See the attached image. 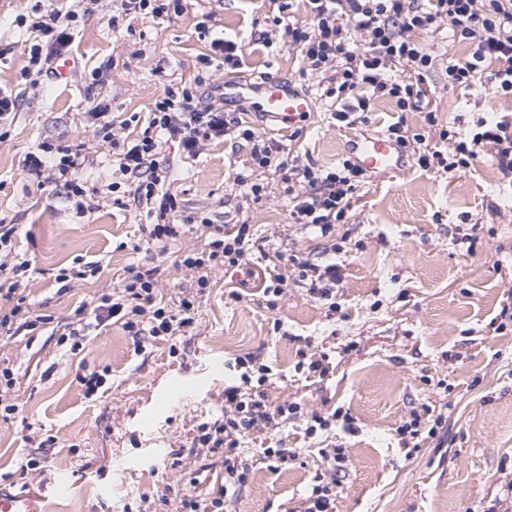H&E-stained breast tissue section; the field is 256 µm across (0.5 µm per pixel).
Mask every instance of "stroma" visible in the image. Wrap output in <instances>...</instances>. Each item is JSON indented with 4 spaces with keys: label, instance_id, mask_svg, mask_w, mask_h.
<instances>
[{
    "label": "stroma",
    "instance_id": "1",
    "mask_svg": "<svg viewBox=\"0 0 512 512\" xmlns=\"http://www.w3.org/2000/svg\"><path fill=\"white\" fill-rule=\"evenodd\" d=\"M78 15L71 53L79 68L67 82L37 76L28 48L36 43L30 22L47 14L48 0H7L0 9V85L13 89L19 106L0 128V218L17 225L16 248L33 271L19 282L32 311L50 323L0 341V356L13 364L18 411L0 420V489L29 491L67 484L50 496L51 512H179L166 488L200 493L219 486L218 458L176 459L198 424L220 414L224 387L237 380L236 357L257 354L270 368L271 401L301 400L305 412L343 408L352 431L337 430L346 450L335 488L336 512H505L512 507V331H493L500 312L512 308V184L489 157L456 174L425 171L406 161L401 170L376 173L358 190L347 223L338 225L342 251L324 250L308 229L289 223L288 198L279 176L268 179L261 202L242 204L233 180L249 167V153L227 141L209 143L190 164L173 145L156 156L165 186L187 212H206L214 223L252 224L256 244L247 265L217 269L212 286L198 292L194 277L171 261L199 246L197 230L166 247L150 243L145 207L132 184L112 170V144L133 141L165 89L204 74L222 85L221 63L204 67L213 38L229 35L248 44L244 77L269 73L308 86L315 110L291 139L288 126L225 103L263 137L291 154L336 166L348 154L354 129L334 124L317 84H304L298 51L277 35L272 49L251 44L275 8L271 0H189L182 15L130 14L113 25L116 0H75ZM211 14L208 34L196 24ZM436 66L426 83L441 121L473 123L491 114L512 122V100L481 90H452L445 69L464 58L451 32L428 37ZM107 105L113 141L92 114ZM85 145L92 162L83 172L96 194L82 201L65 188L22 167L38 144ZM472 244H463V235ZM296 249L315 261L336 263L343 281L338 312L289 287L277 310L266 309L259 275L267 255ZM96 261L100 272L59 293L54 277L76 260ZM133 265L159 266L164 296L197 299L196 323L176 344L128 335L120 325L96 330L79 355L58 344L55 322L69 317L95 293L108 292ZM241 294L229 298V291ZM327 353V377L297 370L300 350ZM106 371L98 394L85 396L80 365ZM442 415V442L403 447L397 429L410 411ZM303 419L276 431L252 434L240 450L249 472L231 490L224 512H302L314 477L324 470L319 439L304 435ZM295 448L281 467L266 460V447ZM41 468L23 473L31 457Z\"/></svg>",
    "mask_w": 512,
    "mask_h": 512
}]
</instances>
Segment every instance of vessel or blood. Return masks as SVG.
Wrapping results in <instances>:
<instances>
[{
  "instance_id": "b4317fda",
  "label": "vessel or blood",
  "mask_w": 512,
  "mask_h": 512,
  "mask_svg": "<svg viewBox=\"0 0 512 512\" xmlns=\"http://www.w3.org/2000/svg\"><path fill=\"white\" fill-rule=\"evenodd\" d=\"M224 97L229 101L248 104L253 111L286 125L300 121L314 108V101L309 95L294 89L288 82L270 76L248 83L225 78ZM351 153L362 167L374 173L397 170L401 160L400 147L386 134L354 140ZM0 512H49V509L44 494L0 491Z\"/></svg>"
}]
</instances>
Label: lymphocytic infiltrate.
Listing matches in <instances>:
<instances>
[{
  "label": "lymphocytic infiltrate",
  "mask_w": 512,
  "mask_h": 512,
  "mask_svg": "<svg viewBox=\"0 0 512 512\" xmlns=\"http://www.w3.org/2000/svg\"><path fill=\"white\" fill-rule=\"evenodd\" d=\"M275 25L283 27L288 44L299 51L302 76L319 79L326 97L335 99L331 117L343 127L367 125L378 100L388 99L399 111L421 112L429 126L438 128L440 147L425 148L423 134L405 131L403 122L388 131L401 147H413L414 158L422 169L436 166L454 173L469 168L481 156H490L502 177L512 180V125L506 121L482 118L470 128L441 125L434 111L425 104V81L434 69L436 57L422 41L423 36L449 29L458 41L470 47L468 56L448 65V85L477 88L482 77H489L493 94L512 98V0H304L309 21L292 20L291 0H274ZM74 11L51 10L48 17L32 24L47 39L46 45H33L29 63L38 75L50 73L53 57L67 54L74 40ZM203 76L182 92L166 91L156 101L147 126L127 149L116 154L122 174L136 178L134 196L148 204L152 219L149 237L157 243L180 238L186 223L201 227L203 246L184 250L173 261L175 268L196 273L197 286L211 285L212 270L238 267L255 245L250 225L225 226L214 223L204 213L185 216L176 194L161 191L166 180L153 165V157L163 141L177 144L183 159L199 156L205 142L242 139L251 145L255 170L284 173L288 193V220L310 228L317 239L339 251L336 227L345 223L352 199L369 175L352 159L334 168L292 165L282 156V147L256 135L252 126L229 116L223 106L204 100L200 89ZM88 163L80 149L68 146L37 145L23 159L29 174L63 181L70 197L87 193L82 171ZM17 227L0 224V335L14 336L35 331L48 323V316H32L15 286L25 277L31 263L16 253ZM158 267L134 266L118 288L93 296L89 305L75 309L60 334L61 342L72 353H80L93 330L109 321L119 322L132 336L147 335L171 341L184 335L195 322L193 298H164ZM342 276L337 264H318L298 250L278 251L264 268L262 297L267 309H277L288 285L305 288L315 299L326 301L336 310L334 290ZM241 373L237 382L224 388V408L212 421L199 424L191 441L192 449H204L222 458L224 482L216 497L203 502L198 493L180 498L181 512H224L229 490L246 480L239 463V449L256 431L276 429L288 420L305 417V435L324 436L336 426L351 429L353 419L342 409L304 414L301 401L272 403L263 385L270 377L268 365L257 356L236 358ZM325 468L317 475L303 512H333V489L346 462L342 447L321 449Z\"/></svg>",
  "instance_id": "obj_1"
}]
</instances>
